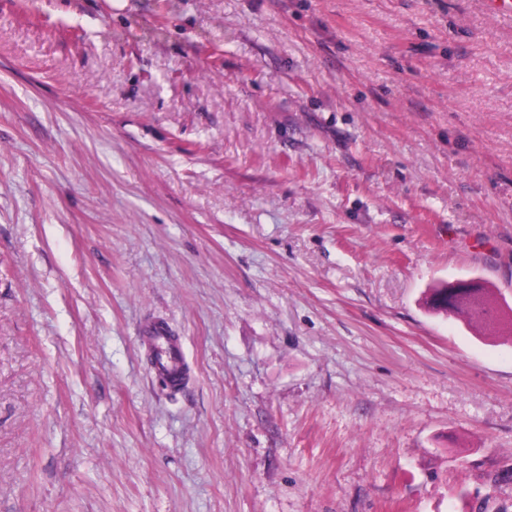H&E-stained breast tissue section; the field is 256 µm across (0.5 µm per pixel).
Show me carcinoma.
Wrapping results in <instances>:
<instances>
[{"mask_svg": "<svg viewBox=\"0 0 512 512\" xmlns=\"http://www.w3.org/2000/svg\"><path fill=\"white\" fill-rule=\"evenodd\" d=\"M427 304L434 311L463 316L476 326L492 324L512 335V306L501 302L491 289L477 282L434 288Z\"/></svg>", "mask_w": 512, "mask_h": 512, "instance_id": "obj_1", "label": "carcinoma"}]
</instances>
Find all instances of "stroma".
I'll list each match as a JSON object with an SVG mask.
<instances>
[{"mask_svg":"<svg viewBox=\"0 0 512 512\" xmlns=\"http://www.w3.org/2000/svg\"><path fill=\"white\" fill-rule=\"evenodd\" d=\"M468 277L512 304L483 0H0V512H512ZM427 304L434 311L463 316L476 326L496 325L512 335V306L477 282L463 286L459 281L433 288ZM151 333L153 335L149 339L160 353L153 365L155 375L164 382L166 390L177 392L188 376L181 340L179 337L169 336L167 330L161 326L151 329Z\"/></svg>","mask_w":512,"mask_h":512,"instance_id":"1","label":"stroma"}]
</instances>
